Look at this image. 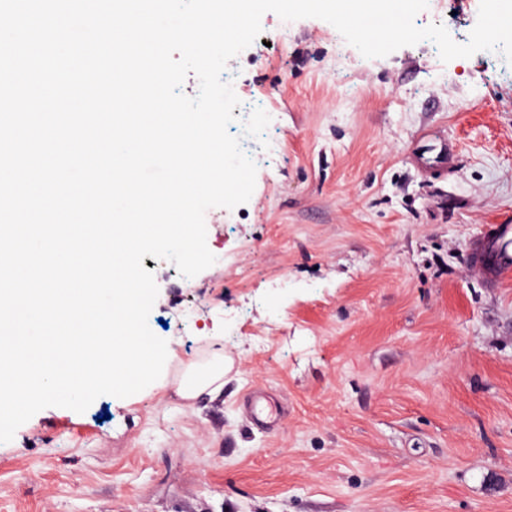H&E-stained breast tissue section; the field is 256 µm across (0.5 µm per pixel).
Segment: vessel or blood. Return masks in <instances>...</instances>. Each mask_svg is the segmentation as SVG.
<instances>
[{
	"label": "vessel or blood",
	"instance_id": "1",
	"mask_svg": "<svg viewBox=\"0 0 512 512\" xmlns=\"http://www.w3.org/2000/svg\"><path fill=\"white\" fill-rule=\"evenodd\" d=\"M455 159L452 144L446 137L421 130L409 153L410 163L425 173H442ZM468 254L472 268L492 284L512 277V224L490 225L483 238L470 244Z\"/></svg>",
	"mask_w": 512,
	"mask_h": 512
}]
</instances>
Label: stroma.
Segmentation results:
<instances>
[{
  "label": "stroma",
  "mask_w": 512,
  "mask_h": 512,
  "mask_svg": "<svg viewBox=\"0 0 512 512\" xmlns=\"http://www.w3.org/2000/svg\"><path fill=\"white\" fill-rule=\"evenodd\" d=\"M479 3L428 0L415 23L464 43ZM261 25L227 65L253 107L233 131L258 138L251 198L206 212L216 261L192 279L144 258L160 378L21 425L0 512H512V286L466 250L512 222V65L445 63L428 40L367 59L321 19ZM429 125L457 145L444 177L407 161ZM217 350L221 392L178 397L179 369ZM256 390L273 428L244 412Z\"/></svg>",
  "instance_id": "1"
}]
</instances>
